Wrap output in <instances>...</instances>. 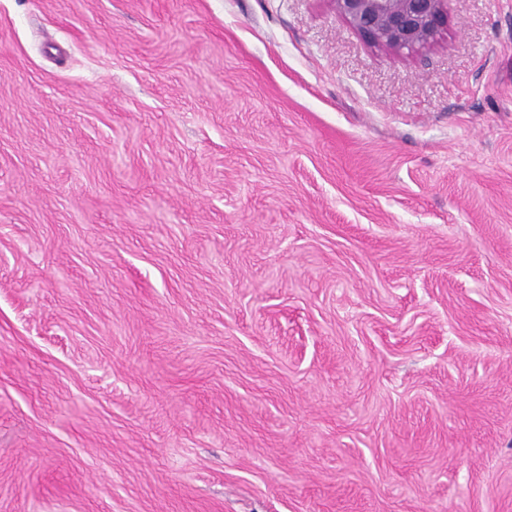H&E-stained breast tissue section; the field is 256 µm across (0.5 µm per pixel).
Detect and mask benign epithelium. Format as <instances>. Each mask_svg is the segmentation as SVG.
<instances>
[{"label": "benign epithelium", "mask_w": 512, "mask_h": 512, "mask_svg": "<svg viewBox=\"0 0 512 512\" xmlns=\"http://www.w3.org/2000/svg\"><path fill=\"white\" fill-rule=\"evenodd\" d=\"M338 12L372 46L414 52L448 30L446 0H332Z\"/></svg>", "instance_id": "1"}]
</instances>
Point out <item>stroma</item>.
<instances>
[{"label": "stroma", "instance_id": "stroma-1", "mask_svg": "<svg viewBox=\"0 0 512 512\" xmlns=\"http://www.w3.org/2000/svg\"><path fill=\"white\" fill-rule=\"evenodd\" d=\"M0 0V512H512V0ZM338 12L372 46L414 52L448 30L446 0H332Z\"/></svg>", "mask_w": 512, "mask_h": 512}]
</instances>
